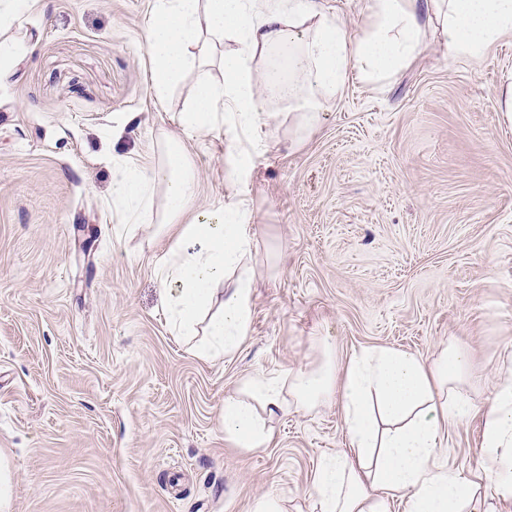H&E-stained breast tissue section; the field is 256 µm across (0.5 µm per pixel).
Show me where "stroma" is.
Instances as JSON below:
<instances>
[{"instance_id": "35a3bbf8", "label": "stroma", "mask_w": 512, "mask_h": 512, "mask_svg": "<svg viewBox=\"0 0 512 512\" xmlns=\"http://www.w3.org/2000/svg\"><path fill=\"white\" fill-rule=\"evenodd\" d=\"M148 0H42L2 39L32 52L0 84V452L11 512H312L323 455L349 439L338 402L268 421L264 448L224 438L250 379L337 369L371 348L432 359L455 342L477 408L448 455L480 462L483 411L512 357V121L497 92L512 36L477 62L426 36L376 84L348 81L297 139L272 119L241 183L220 129L187 140L192 221L232 196L253 213L251 325L230 357L176 336L155 267L169 241L108 205L112 158L180 134L185 90H148Z\"/></svg>"}]
</instances>
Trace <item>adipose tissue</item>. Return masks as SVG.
I'll return each mask as SVG.
<instances>
[{
	"label": "adipose tissue",
	"instance_id": "adipose-tissue-1",
	"mask_svg": "<svg viewBox=\"0 0 512 512\" xmlns=\"http://www.w3.org/2000/svg\"><path fill=\"white\" fill-rule=\"evenodd\" d=\"M430 30L449 57H481L512 34V0H372L368 28L356 40L320 0H149V91L167 102L191 74V105L181 114V134L159 138L151 162L114 158L112 207L130 228L158 224L169 235L157 275L176 287L168 316L178 334L206 335L199 357L234 355L248 334L255 272L245 258L254 237L241 199L183 223L196 193L186 139L228 129L237 150L233 176L242 178L253 155L269 147L264 129L274 107L295 120L297 133L312 131L349 73L369 83L395 75ZM322 351L314 370L257 377L248 398L225 397V440L264 447L270 433L262 413L310 410L335 397L350 447L321 460L313 479L316 512H384L397 496L406 498L407 512H468L478 498L512 501L511 360L484 414L481 465L464 474L446 461L449 428L475 408L461 347L448 345L429 362L373 348L341 371L330 345Z\"/></svg>",
	"mask_w": 512,
	"mask_h": 512
}]
</instances>
